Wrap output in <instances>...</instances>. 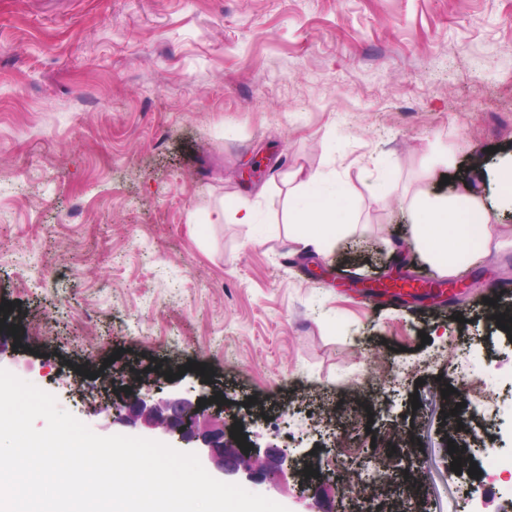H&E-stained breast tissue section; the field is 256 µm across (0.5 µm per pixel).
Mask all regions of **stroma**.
I'll return each instance as SVG.
<instances>
[{
    "instance_id": "stroma-1",
    "label": "stroma",
    "mask_w": 512,
    "mask_h": 512,
    "mask_svg": "<svg viewBox=\"0 0 512 512\" xmlns=\"http://www.w3.org/2000/svg\"><path fill=\"white\" fill-rule=\"evenodd\" d=\"M505 151L512 0H0V368L162 443L114 390L222 389L246 440L294 448L286 481L232 478L288 512H405L408 470L420 512H512V247L456 271L459 311L360 282L442 280L410 203ZM318 173L357 224L297 253L288 208ZM220 205L252 223H208ZM366 468L389 481L353 492Z\"/></svg>"
}]
</instances>
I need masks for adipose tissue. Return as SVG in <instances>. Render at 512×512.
Wrapping results in <instances>:
<instances>
[{"mask_svg":"<svg viewBox=\"0 0 512 512\" xmlns=\"http://www.w3.org/2000/svg\"><path fill=\"white\" fill-rule=\"evenodd\" d=\"M353 199L345 186L327 194L309 193L290 211L295 240L304 249L322 251L336 241L343 225L354 223ZM414 239L428 262L445 274L488 257L506 241L481 197L422 196Z\"/></svg>","mask_w":512,"mask_h":512,"instance_id":"1","label":"adipose tissue"}]
</instances>
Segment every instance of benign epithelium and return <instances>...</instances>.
Segmentation results:
<instances>
[{
  "label": "benign epithelium",
  "instance_id": "7a95c632",
  "mask_svg": "<svg viewBox=\"0 0 512 512\" xmlns=\"http://www.w3.org/2000/svg\"><path fill=\"white\" fill-rule=\"evenodd\" d=\"M111 408L112 414L121 420H141L177 437L197 456L208 457L225 475L243 473L254 482L283 479L293 460L288 448L262 447L256 442L251 444L248 452H240L239 445L225 428H214L205 423V410L200 400L193 403L176 398L154 403L150 393L136 392L112 396Z\"/></svg>",
  "mask_w": 512,
  "mask_h": 512
}]
</instances>
